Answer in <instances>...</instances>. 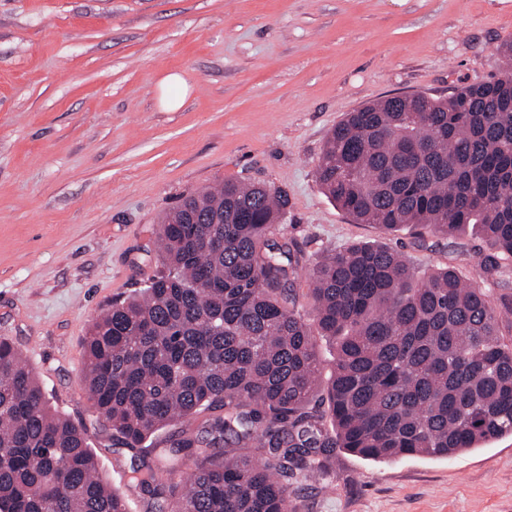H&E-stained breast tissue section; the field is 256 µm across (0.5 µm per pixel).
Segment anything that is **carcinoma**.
<instances>
[{"instance_id":"1","label":"carcinoma","mask_w":512,"mask_h":512,"mask_svg":"<svg viewBox=\"0 0 512 512\" xmlns=\"http://www.w3.org/2000/svg\"><path fill=\"white\" fill-rule=\"evenodd\" d=\"M490 79L446 98H378L348 113L316 169L325 194L414 244L467 231L487 249L481 284L448 264L421 274L365 241L301 263L280 233L287 194L226 180L159 224L162 269L116 299L83 340L84 389L112 442L140 448L178 425L168 453L132 470L148 512H288V481H317L342 448L364 460L448 459L512 436V343L491 300L512 262V39ZM214 231L221 242L203 241ZM331 341L330 376L315 340ZM211 412L194 426L199 409ZM330 421L332 430L324 427ZM190 457L195 468L173 476ZM98 471L88 429L51 407L34 368L0 336V512H128Z\"/></svg>"}]
</instances>
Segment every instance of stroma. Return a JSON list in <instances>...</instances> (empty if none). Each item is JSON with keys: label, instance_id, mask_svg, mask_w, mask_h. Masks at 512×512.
I'll return each mask as SVG.
<instances>
[{"label": "stroma", "instance_id": "35a3bbf8", "mask_svg": "<svg viewBox=\"0 0 512 512\" xmlns=\"http://www.w3.org/2000/svg\"><path fill=\"white\" fill-rule=\"evenodd\" d=\"M512 0H0V336L50 403L85 424L102 476L145 512L128 479L144 451L112 443L82 385V342L113 299L161 267L156 228L225 180L288 194L281 231L305 262L383 240L325 195L329 132L378 97L454 88L497 72ZM178 74L187 98L160 110ZM398 247L420 269L476 280L484 241ZM321 484L290 482L296 512H512V437L449 459L368 461L336 450ZM184 80L178 74H169L159 82V100L162 107L168 110L179 108L183 102L182 97H172L169 88L173 85H184Z\"/></svg>", "mask_w": 512, "mask_h": 512}]
</instances>
